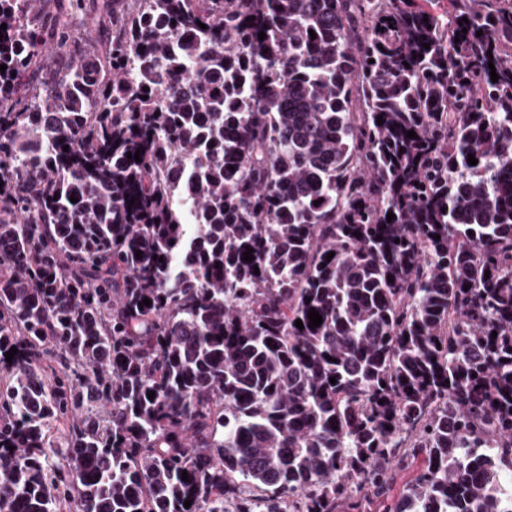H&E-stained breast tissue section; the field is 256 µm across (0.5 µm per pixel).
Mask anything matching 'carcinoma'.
<instances>
[{"label": "carcinoma", "mask_w": 512, "mask_h": 512, "mask_svg": "<svg viewBox=\"0 0 512 512\" xmlns=\"http://www.w3.org/2000/svg\"><path fill=\"white\" fill-rule=\"evenodd\" d=\"M430 2L0 0V512H512V0ZM420 465V459H414L409 448H403L399 457L391 463L392 491L391 496H398ZM383 497L368 486L354 490L352 498L338 506L336 512H382Z\"/></svg>", "instance_id": "carcinoma-1"}]
</instances>
